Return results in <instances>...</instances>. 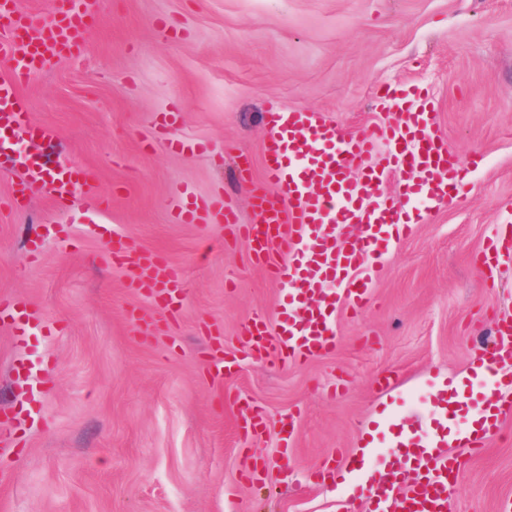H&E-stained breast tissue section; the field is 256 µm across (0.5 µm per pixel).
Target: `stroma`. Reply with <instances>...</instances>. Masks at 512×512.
Masks as SVG:
<instances>
[{
	"label": "stroma",
	"mask_w": 512,
	"mask_h": 512,
	"mask_svg": "<svg viewBox=\"0 0 512 512\" xmlns=\"http://www.w3.org/2000/svg\"><path fill=\"white\" fill-rule=\"evenodd\" d=\"M80 54L21 86L54 156L95 175L105 208L58 207L24 185L31 150L0 156V299L41 314L24 344L0 323V407L21 409L24 360H52L38 416L0 453V512H365L363 491L400 425L436 426L435 394L465 377L512 321V255L484 279L477 258L512 225V0H96ZM425 88L459 160L481 153L467 196L424 210L369 253L375 299L336 308L337 349L280 369L242 353L244 324L274 316L281 289L201 202L252 219L272 109H316L354 132L396 121L379 89ZM177 121L160 129L158 116ZM192 141L175 152L167 137ZM153 250L181 275L168 318L127 288L94 225ZM235 374L213 379L206 327ZM391 375L393 388L379 380ZM269 428L244 436V408ZM294 419L281 452L277 424ZM363 469L321 480L329 460ZM267 465L263 488L248 460ZM448 512H512V418L448 487Z\"/></svg>",
	"instance_id": "1"
}]
</instances>
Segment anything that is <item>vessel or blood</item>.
<instances>
[{
    "label": "vessel or blood",
    "mask_w": 512,
    "mask_h": 512,
    "mask_svg": "<svg viewBox=\"0 0 512 512\" xmlns=\"http://www.w3.org/2000/svg\"><path fill=\"white\" fill-rule=\"evenodd\" d=\"M15 6L16 0H0V27L8 30L0 39V130L32 133L44 140L47 132L26 111L18 89L49 63L81 49L91 3L58 0L56 15L48 23L18 15ZM378 99L398 119L361 133L341 132L314 109L268 112L265 173L275 191L254 193L252 223H238L229 209L222 214L225 223L236 225L244 249L285 286L276 322L255 318L239 340L247 353L271 365L302 364L333 352L336 336L329 315L337 300L347 301L356 311L371 302L368 281L347 279V271L360 267L385 234L406 228L412 198L435 202L451 194L466 195L469 173L483 161L475 155L463 162L448 150L434 132L435 106L423 90L401 84L386 88ZM379 149L383 164L364 168V161ZM354 167L361 173L353 179L349 171ZM389 171L401 178L399 195L385 188ZM26 178L62 207L78 192L93 202L102 199L97 185L74 166L50 170L32 158ZM336 224L360 225L363 235L357 240L338 238L332 230ZM132 263L137 272L133 287L159 305H171L179 294L178 272L150 252L134 254ZM0 321L11 325L22 343L38 325L39 314L1 301ZM476 359L477 371L487 382L476 423L453 435L415 429L397 435L399 453L368 487L367 512H448V485L465 464L461 456L449 454V447L460 443L480 454L502 421L512 416L511 322L498 326L494 344ZM403 462L412 465L416 477L402 488L397 472Z\"/></svg>",
    "instance_id": "1"
}]
</instances>
